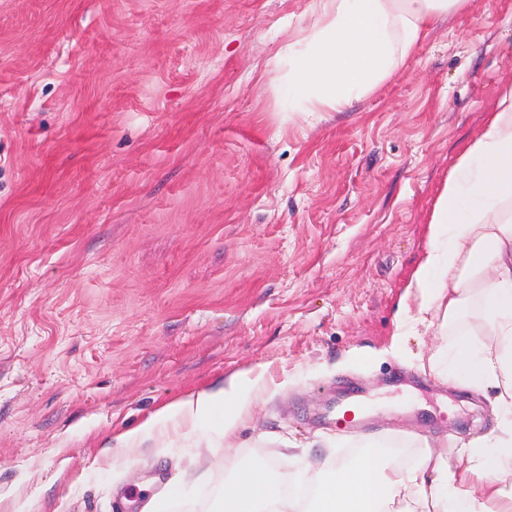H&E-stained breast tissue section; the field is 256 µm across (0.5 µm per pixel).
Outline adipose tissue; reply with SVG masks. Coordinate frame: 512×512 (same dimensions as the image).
<instances>
[{
	"label": "adipose tissue",
	"instance_id": "1",
	"mask_svg": "<svg viewBox=\"0 0 512 512\" xmlns=\"http://www.w3.org/2000/svg\"><path fill=\"white\" fill-rule=\"evenodd\" d=\"M469 0H316L312 22L290 44L273 83L290 112H345L373 94L427 37L435 22ZM512 86L499 110L455 164L433 210V246L410 281L419 291L415 326L456 320L478 306L491 331L477 350L436 353L448 375L476 367L497 394L494 409L512 414ZM259 379L231 376L223 388L200 392L150 415L119 446L157 439L182 417L190 424L219 418L234 433L251 412ZM512 468V426L493 448L470 454L464 470L442 454L413 465L388 462L380 443L367 444L352 461L320 467L314 497L303 501L273 480L264 463L235 473L224 494V512H512V493L496 479Z\"/></svg>",
	"mask_w": 512,
	"mask_h": 512
}]
</instances>
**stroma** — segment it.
<instances>
[{
  "mask_svg": "<svg viewBox=\"0 0 512 512\" xmlns=\"http://www.w3.org/2000/svg\"><path fill=\"white\" fill-rule=\"evenodd\" d=\"M314 0H0V512H219L229 468L298 485L382 434L464 450L499 422L429 368L458 337L403 327L434 204L512 83V0L448 14L347 112H285L270 78ZM234 374L214 422L117 449ZM262 389L260 376L250 379L246 375H233L224 383L223 388L200 392L157 410L139 428L119 436L118 448L156 440L167 430L176 415L190 422L192 427L203 419L219 417L226 442L228 436L234 433L243 419L251 413L252 394Z\"/></svg>",
  "mask_w": 512,
  "mask_h": 512,
  "instance_id": "1",
  "label": "stroma"
}]
</instances>
